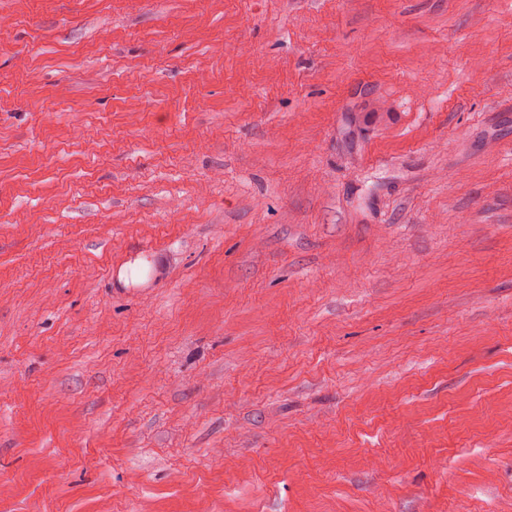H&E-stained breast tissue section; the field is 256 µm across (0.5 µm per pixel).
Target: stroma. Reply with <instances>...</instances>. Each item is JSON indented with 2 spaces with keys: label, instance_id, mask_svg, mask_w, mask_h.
I'll return each instance as SVG.
<instances>
[{
  "label": "stroma",
  "instance_id": "obj_1",
  "mask_svg": "<svg viewBox=\"0 0 512 512\" xmlns=\"http://www.w3.org/2000/svg\"><path fill=\"white\" fill-rule=\"evenodd\" d=\"M0 512H512V0H0ZM149 263L148 281L138 288H152L154 283H162L168 275L167 253L152 246H142L131 250Z\"/></svg>",
  "mask_w": 512,
  "mask_h": 512
}]
</instances>
